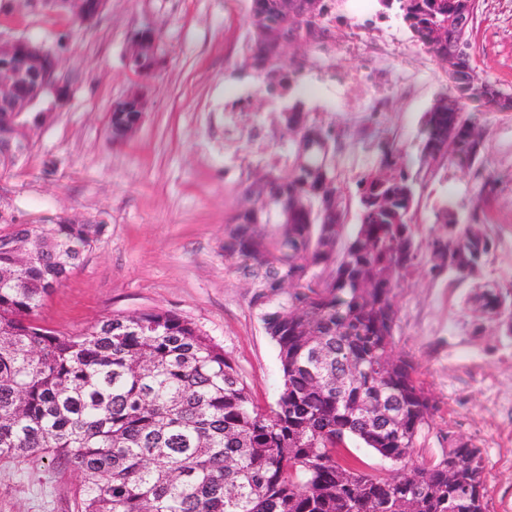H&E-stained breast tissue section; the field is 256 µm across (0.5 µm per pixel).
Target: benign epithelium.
<instances>
[{
    "label": "benign epithelium",
    "mask_w": 512,
    "mask_h": 512,
    "mask_svg": "<svg viewBox=\"0 0 512 512\" xmlns=\"http://www.w3.org/2000/svg\"><path fill=\"white\" fill-rule=\"evenodd\" d=\"M109 0H67L66 6L82 25L94 23L105 11ZM153 29L147 23L134 33L126 56V65L139 77L153 73L162 62V55L156 51L157 42H148L141 34ZM305 50V44L299 39L285 41L281 46V60H294ZM469 47L458 43L454 64L448 66L449 85L464 95L478 83L476 74L468 67ZM55 62L51 51L41 43H32L23 37L3 38L0 36V116L4 115L14 132H0V162L9 164L18 161L32 147L34 132L39 127V119L45 112L61 107L69 95L66 84L56 80L52 83L41 82V76L49 65ZM48 103L46 110L34 116L32 123L15 126L18 118L31 112L42 103ZM148 109V100L144 86L134 85L120 100L114 102L109 112L130 113L129 120L120 132L125 140L135 134L141 126Z\"/></svg>",
    "instance_id": "benign-epithelium-1"
}]
</instances>
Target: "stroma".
I'll return each mask as SVG.
<instances>
[{
	"instance_id": "1",
	"label": "stroma",
	"mask_w": 512,
	"mask_h": 512,
	"mask_svg": "<svg viewBox=\"0 0 512 512\" xmlns=\"http://www.w3.org/2000/svg\"><path fill=\"white\" fill-rule=\"evenodd\" d=\"M477 4L469 29L473 63L512 94V0ZM249 9L250 0H112L97 22L79 26L65 10L0 0V35L43 43L70 88L67 105L41 123L25 162L0 175V209L27 224L79 217L105 226L47 298L42 325L75 331L116 313L174 312L223 346L269 409L282 385L277 348L224 258V225L256 175L288 173L292 147L281 113L297 103L309 121L342 131L336 175L349 235L357 224V183L379 168L376 143H395L417 169L423 114L448 84L437 60H389L395 93L382 112L354 84L316 86L306 75L286 97H268L246 58ZM148 21L160 35L163 64L145 81L143 123L116 145L107 110L137 81L126 53ZM460 105L485 131L482 165L498 186L485 211L499 247L483 276L512 287V112L466 99ZM476 187L460 167L428 177L419 190L418 237L434 231L442 205L467 214ZM469 289L419 268L395 290L396 349L412 358L434 402L411 461L442 458L452 436L470 442L485 459L488 512H512L511 348L499 344L491 356L465 334ZM77 483L58 458L1 460L0 512H74Z\"/></svg>"
}]
</instances>
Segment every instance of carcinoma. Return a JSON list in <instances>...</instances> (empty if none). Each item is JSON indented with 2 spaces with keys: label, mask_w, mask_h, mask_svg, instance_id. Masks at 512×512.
Here are the masks:
<instances>
[{
  "label": "carcinoma",
  "mask_w": 512,
  "mask_h": 512,
  "mask_svg": "<svg viewBox=\"0 0 512 512\" xmlns=\"http://www.w3.org/2000/svg\"><path fill=\"white\" fill-rule=\"evenodd\" d=\"M311 0H251L246 44L257 75L279 74L281 43L327 25ZM476 0H382L419 45L446 61L455 19ZM297 131L291 169L248 183L225 225L224 257L278 350L275 407L254 399L232 360L195 323L166 310L114 314L77 332L37 322L44 300L84 260L103 224H28L0 243V459L54 456L80 479L77 512H487L480 449L453 439L446 455L408 466L434 404L413 360L395 352L394 290L412 270L473 280L469 335L512 340V288L478 277L496 247L484 217L491 177L484 132L439 94L421 126V168L474 171L461 223L448 205L417 240L415 184L398 148L358 183L355 234L336 181V131L283 113ZM357 439L401 464L392 477L342 458Z\"/></svg>",
  "instance_id": "carcinoma-1"
}]
</instances>
